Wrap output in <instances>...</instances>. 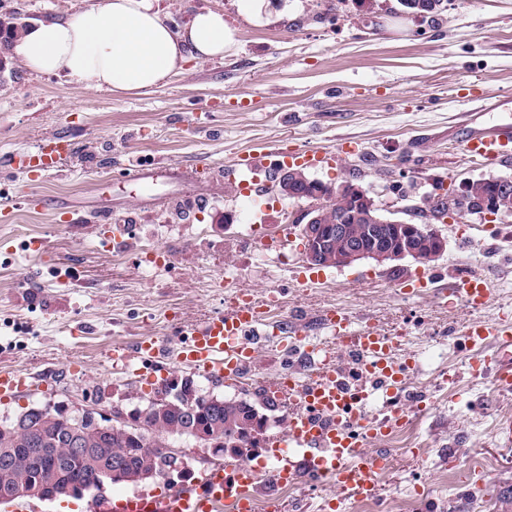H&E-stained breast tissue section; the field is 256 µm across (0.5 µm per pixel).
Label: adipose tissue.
<instances>
[{"label":"adipose tissue","instance_id":"ef3b65f1","mask_svg":"<svg viewBox=\"0 0 512 512\" xmlns=\"http://www.w3.org/2000/svg\"><path fill=\"white\" fill-rule=\"evenodd\" d=\"M235 46L218 11H198L176 28L153 0H90L72 15L24 29L13 52L31 72L64 73L76 88L140 95L165 84L187 59H220Z\"/></svg>","mask_w":512,"mask_h":512}]
</instances>
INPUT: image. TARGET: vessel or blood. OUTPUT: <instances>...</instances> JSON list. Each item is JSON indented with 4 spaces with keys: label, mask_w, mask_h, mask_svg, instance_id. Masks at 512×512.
<instances>
[{
    "label": "vessel or blood",
    "mask_w": 512,
    "mask_h": 512,
    "mask_svg": "<svg viewBox=\"0 0 512 512\" xmlns=\"http://www.w3.org/2000/svg\"><path fill=\"white\" fill-rule=\"evenodd\" d=\"M479 105L467 112L469 130L463 146L471 157L484 161L512 155V122L502 121L491 128L480 127L478 119L486 112ZM282 147L256 148L238 155L232 166L215 169L214 177L251 196L259 175L270 173L287 158ZM449 294L470 309L485 306L491 297L486 279L457 276L448 284ZM260 319L253 301L235 305L230 311L213 316L194 327L176 356L179 364L210 378L233 382L255 355L253 335ZM322 324L336 339V348L313 345L312 372L308 379L293 384L292 395L298 406L288 421L284 435L271 437V447L280 455L276 483L304 477L328 480L357 499L377 494L376 470L385 466L384 453H369L372 441L386 437L394 429L389 419L363 420L362 412L377 394L401 389L403 372L393 361L392 337L368 330H357L351 318L332 312ZM466 344L477 350L492 349L489 359L495 388L512 394V318L495 323L475 322L464 333ZM343 349L357 360L359 385L345 381L334 360L335 349ZM163 344L158 340L140 342L136 349L114 348L110 361L117 372L136 369L140 376H154ZM244 471L214 467L203 471L193 486L163 494L137 493L118 500L114 512H251L250 499L241 490Z\"/></svg>",
    "instance_id": "vessel-or-blood-1"
}]
</instances>
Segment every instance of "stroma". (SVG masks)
Here are the masks:
<instances>
[{
  "label": "stroma",
  "instance_id": "obj_1",
  "mask_svg": "<svg viewBox=\"0 0 512 512\" xmlns=\"http://www.w3.org/2000/svg\"><path fill=\"white\" fill-rule=\"evenodd\" d=\"M85 4L0 0V18L28 25ZM154 5L176 27L197 10H223L236 49L188 61L141 96L78 90L63 74H34L13 59L0 76V372L33 380L0 399V419L63 403L130 412L188 375L200 394L231 400L272 390L286 367L306 377L308 364L284 363L272 339L260 340L244 390L192 374L175 358L192 328L232 305L235 290L261 303L278 288L270 320H301L318 341L328 339L321 319L336 309L397 339L393 359L408 366L403 407L419 422L411 445L387 440L373 512H398L405 500L415 512H512V445L500 432L512 419V395L495 390L481 355L463 341L470 321L512 312V219L467 215L440 225L447 250L437 260L325 268L306 287L299 228L262 261L240 250L243 240L276 235L297 202L272 190L245 198L211 179L213 167L255 147L327 151L338 165L308 169L310 178L360 185L386 216L422 224V200L436 183L512 176L511 162H474L459 126L474 106L512 97V0H445L422 18L403 16L398 0H289L287 18L267 27L246 21L235 0ZM57 135L72 152L55 174L30 173L39 145ZM159 163L197 168L198 184L128 176L129 166ZM197 215L212 226L207 257L191 246ZM129 221L143 222L152 247L170 255L168 269L144 272L134 248L106 247ZM159 222L173 232H156ZM216 269L229 287L211 279ZM422 270L441 284L480 275L491 299L470 311L432 291H406L403 280ZM150 338L171 353L153 385L113 371L114 346ZM339 494L307 479L279 500L287 512H321Z\"/></svg>",
  "mask_w": 512,
  "mask_h": 512
}]
</instances>
